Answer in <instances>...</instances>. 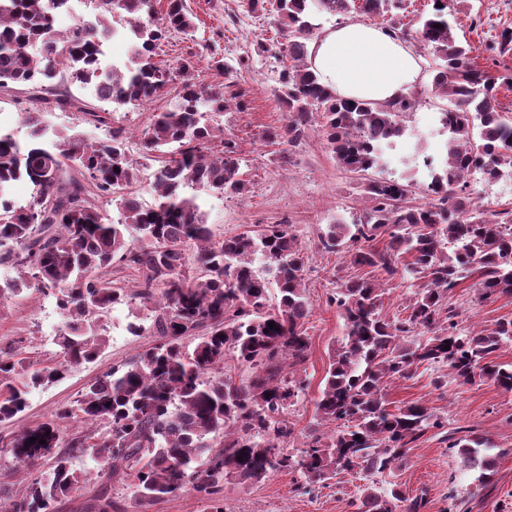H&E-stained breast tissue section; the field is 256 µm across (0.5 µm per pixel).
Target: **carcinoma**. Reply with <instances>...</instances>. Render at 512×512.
Masks as SVG:
<instances>
[{"label": "carcinoma", "mask_w": 512, "mask_h": 512, "mask_svg": "<svg viewBox=\"0 0 512 512\" xmlns=\"http://www.w3.org/2000/svg\"><path fill=\"white\" fill-rule=\"evenodd\" d=\"M72 2L0 0V88L29 85L36 100L75 109L105 131L91 140L54 129L37 106L22 113L29 141L0 129V264L20 273L0 284V305L34 289L55 299L64 317L55 338L58 359L50 364L27 365L14 348H0V423L24 413L31 390L57 384L98 357L114 306L147 309L150 325L132 323L129 330L157 340L88 384L55 419L14 435L18 469L43 458L44 449L64 443L69 451L54 456L49 471L29 477L20 496L1 484L0 512H54L92 475L133 477L140 512L186 487L209 503L210 512H226L229 478L258 482L288 470L298 474L296 490L306 494L344 473H391L432 431L457 449L478 481L488 480L500 453L486 438L468 428L448 432V421L419 401L394 406L388 389L427 364L449 370L462 384L490 380L512 391V364L496 362L512 343V319L464 329L447 300L468 278L476 280L482 301L512 295V208L475 202L468 181L475 173L488 184L512 177V118L499 102L501 90L512 89V73L481 68L453 34L448 0H432L413 40L433 55L431 91L448 101L440 115L448 164L422 178L410 167L405 177L384 178L386 155L406 134L405 117L416 98L339 97L310 70L308 46L317 38L320 14L386 16L384 31L403 39L396 19L406 0H247V12L279 32L280 40L259 48L288 60L276 90L288 116L267 128L265 139L295 147L318 131L369 202L351 221L325 225L321 249L415 289L407 314L396 319L383 314L385 289L374 279H348L330 295L345 333L329 356L314 420L332 429L311 431L297 444L288 409L305 386L291 368L308 359L305 324L312 313L298 236L283 222L216 241L198 195L183 193L186 187L226 197L249 191L237 142L214 123L232 99L245 109L246 91L199 83L192 56L179 63L177 93L168 108L151 114L141 134V159L158 163L154 201L146 204L134 190L142 168L130 157L114 113L144 107L169 85L172 73L154 62L156 50L172 32L193 37L194 16L186 0H166L161 11L157 0H90L89 16L71 12ZM61 13L73 17L64 32L55 26ZM117 18L126 23L131 50L122 66L106 63L103 51L118 33ZM64 80L110 108L98 112L77 97H56L55 86ZM18 182L32 186L23 203L12 194ZM418 191L425 202H412ZM99 199L117 202L119 218H108L94 204ZM385 235L387 243L377 247ZM114 265L135 267L141 285L131 290L106 279ZM229 358L248 369L247 378L224 372ZM75 418L93 431L67 439L61 423ZM427 505L426 492L410 496L399 483L384 492L367 487L347 503L349 512H425ZM89 509L115 512L108 487Z\"/></svg>", "instance_id": "cac0c4a2"}]
</instances>
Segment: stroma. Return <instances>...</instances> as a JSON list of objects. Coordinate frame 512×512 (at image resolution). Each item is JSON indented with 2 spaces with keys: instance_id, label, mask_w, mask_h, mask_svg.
I'll use <instances>...</instances> for the list:
<instances>
[{
  "instance_id": "stroma-1",
  "label": "stroma",
  "mask_w": 512,
  "mask_h": 512,
  "mask_svg": "<svg viewBox=\"0 0 512 512\" xmlns=\"http://www.w3.org/2000/svg\"><path fill=\"white\" fill-rule=\"evenodd\" d=\"M195 17L194 38L173 33L157 50L158 62L177 67L182 58L199 54L197 79L203 84L234 82L247 88L251 107L240 112L228 110L218 123L226 137L237 140L246 161L250 190L241 197L201 195L200 204L214 238L221 239L248 227L286 222L292 224L306 257L305 284L313 310L307 323L312 338L303 379L306 394L289 410V419L298 435L313 426L314 401L329 363V355L343 334V322L328 298L339 277L361 274L373 276L370 268L354 270L336 254L323 252L318 245L320 227L336 217H350L364 210L368 202L352 176L341 170L317 133L290 151L281 162V148L263 141L262 132L282 125L286 112L274 94L280 60L256 50L258 42L271 43L278 35L268 21L246 13L242 0H187ZM448 11L460 38L472 47V55L485 68H512V51L493 58L487 46L498 40L503 30L512 29V0H449ZM210 46L217 58L228 65L227 73L212 68L202 57ZM34 104L30 87L0 88V121L16 138L26 139L27 129L20 114ZM451 301L462 314L464 327L493 325L501 318L512 319V298L480 301L472 281H464L453 291ZM132 309L116 306L107 319L109 342L95 362L81 366L64 381L36 388L28 395L29 406L15 424H0V448L9 444L15 429L54 419L57 409L73 402L91 380L102 376L112 365L129 360L148 349L152 336L129 333ZM64 318L53 299L37 291L13 299L0 311V347H16L30 363L45 364L56 359L54 343ZM440 369L420 367L413 378L391 384L388 398L400 405L419 401L448 420L449 428H472L485 435L504 454L485 483L475 473L463 469L459 457L445 443L430 438L413 448L404 464L393 474L377 477L378 486L401 482L406 493L426 492L428 512H446L448 491L456 489L464 512H512V393L496 385H462L447 380L435 388ZM294 474L277 471L257 484L234 480L224 484V504L228 512H345L348 499L359 495L365 484L358 474H342L311 493L294 492Z\"/></svg>"
}]
</instances>
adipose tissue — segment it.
Segmentation results:
<instances>
[{
  "label": "adipose tissue",
  "instance_id": "obj_1",
  "mask_svg": "<svg viewBox=\"0 0 512 512\" xmlns=\"http://www.w3.org/2000/svg\"><path fill=\"white\" fill-rule=\"evenodd\" d=\"M309 65L322 85L348 99L390 100L420 78L418 61L403 42L360 23L324 31L309 47Z\"/></svg>",
  "mask_w": 512,
  "mask_h": 512
}]
</instances>
